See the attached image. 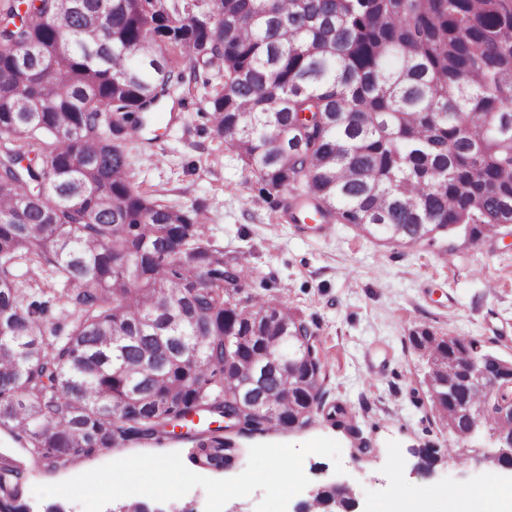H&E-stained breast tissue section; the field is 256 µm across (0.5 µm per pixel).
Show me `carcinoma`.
<instances>
[{
    "instance_id": "carcinoma-1",
    "label": "carcinoma",
    "mask_w": 512,
    "mask_h": 512,
    "mask_svg": "<svg viewBox=\"0 0 512 512\" xmlns=\"http://www.w3.org/2000/svg\"><path fill=\"white\" fill-rule=\"evenodd\" d=\"M69 2L0 0V512H23L29 455L54 469L185 426L217 465L230 425L268 427L238 371L288 429L312 399L300 377L326 378L318 356L309 372L256 362L308 323L245 292L248 262L198 210L134 188L124 143L187 80L167 47L224 69L210 121L262 191L288 192V223L413 246L512 224V0ZM32 267L69 287L30 282ZM49 294L67 327L47 320ZM410 343L450 381L432 409L480 405L453 369L469 352L496 373L481 341L421 328Z\"/></svg>"
}]
</instances>
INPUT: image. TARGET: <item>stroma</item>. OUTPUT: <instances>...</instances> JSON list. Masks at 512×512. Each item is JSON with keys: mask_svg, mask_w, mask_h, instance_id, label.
<instances>
[{"mask_svg": "<svg viewBox=\"0 0 512 512\" xmlns=\"http://www.w3.org/2000/svg\"><path fill=\"white\" fill-rule=\"evenodd\" d=\"M221 81L218 68L199 67L192 91L173 87L163 103L167 119L156 139L127 141L134 185L159 192L168 204L197 208L212 241L225 252L248 254L251 292L307 321L327 377L307 427L235 436L231 465H197L194 473L234 477L245 470L252 445L328 437L341 445L344 472L335 474L330 459L309 455L304 471L311 488L346 482L361 512L395 498L420 504L425 512H445L448 488L478 486L486 477L471 464L417 471L419 450L454 448L459 440L429 411L425 363L409 337L422 326L446 336H473L487 351L512 361V224L475 241L464 231L448 232V265L434 248L390 244L354 224L323 232L285 223L279 196L261 193L257 177L218 137L205 113ZM352 426L368 441L367 450L349 435ZM193 451L192 444L167 437L145 447L113 448L56 472L30 458L21 501L29 512L52 505L83 512L79 503L61 497L37 499L33 489L135 454L177 452L186 459Z\"/></svg>", "mask_w": 512, "mask_h": 512, "instance_id": "obj_1", "label": "stroma"}]
</instances>
